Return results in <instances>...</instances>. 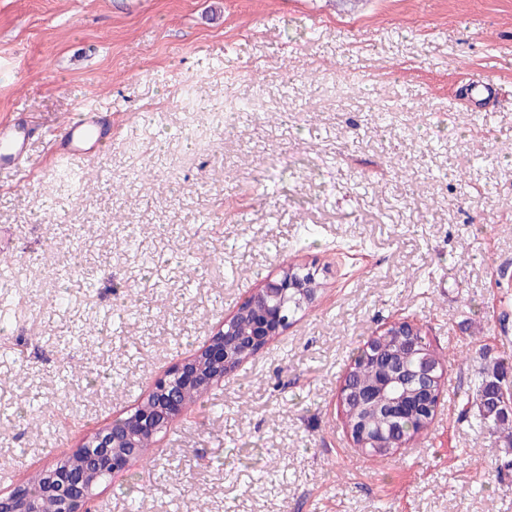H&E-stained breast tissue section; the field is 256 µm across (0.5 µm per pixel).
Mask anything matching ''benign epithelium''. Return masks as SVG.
Masks as SVG:
<instances>
[{"label": "benign epithelium", "instance_id": "1", "mask_svg": "<svg viewBox=\"0 0 512 512\" xmlns=\"http://www.w3.org/2000/svg\"><path fill=\"white\" fill-rule=\"evenodd\" d=\"M291 289L313 299L318 292L308 281L291 278L288 269H283L278 278L261 284L234 313L236 317L246 315L251 319L252 334L248 341L234 337L232 319L225 320L203 349L155 381L131 416L87 434L75 450L65 455L63 461L68 467L49 471L50 490L63 497L61 512H89L88 503L99 484V469L103 467L113 474L129 468L141 455L139 439L156 436L183 413L184 406L179 401L182 391L194 385L210 387L236 371L240 363L230 357L231 350L252 356L281 335L288 328V316L279 309V303ZM86 448L103 451L101 465L85 462ZM0 512H38L27 484L0 496Z\"/></svg>", "mask_w": 512, "mask_h": 512}]
</instances>
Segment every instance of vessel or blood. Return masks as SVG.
<instances>
[{"instance_id": "1", "label": "vessel or blood", "mask_w": 512, "mask_h": 512, "mask_svg": "<svg viewBox=\"0 0 512 512\" xmlns=\"http://www.w3.org/2000/svg\"><path fill=\"white\" fill-rule=\"evenodd\" d=\"M29 137V127L25 120L0 122V170L20 172L21 159L26 152ZM111 141V123L103 113L88 107L71 118L54 142L52 154L57 163H71L102 153Z\"/></svg>"}]
</instances>
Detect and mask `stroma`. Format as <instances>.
I'll return each instance as SVG.
<instances>
[{"label": "stroma", "mask_w": 512, "mask_h": 512, "mask_svg": "<svg viewBox=\"0 0 512 512\" xmlns=\"http://www.w3.org/2000/svg\"><path fill=\"white\" fill-rule=\"evenodd\" d=\"M479 78L493 103L469 98ZM81 102L111 117L112 143L80 163L76 192L49 139ZM210 102L230 111L223 127ZM13 118L34 126V171L24 186L0 173L15 272L0 287V494L126 417L299 264L315 300L156 435L141 512H512V452L463 406L496 365L512 381V0H0V120ZM304 224L319 234L297 253ZM126 234L154 266L114 249ZM129 306L121 336L74 342L95 311ZM402 320L442 357L440 402L424 433L370 457L340 388ZM64 369L75 398L58 405ZM32 400L44 414L20 418ZM262 470L278 481L259 485Z\"/></svg>", "instance_id": "obj_1"}]
</instances>
